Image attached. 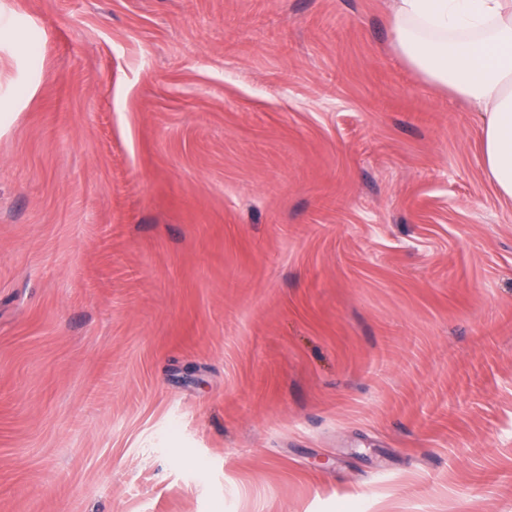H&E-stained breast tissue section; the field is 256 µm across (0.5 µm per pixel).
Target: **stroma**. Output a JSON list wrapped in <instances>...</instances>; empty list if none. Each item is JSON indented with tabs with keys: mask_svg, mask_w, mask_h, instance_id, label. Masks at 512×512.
Here are the masks:
<instances>
[{
	"mask_svg": "<svg viewBox=\"0 0 512 512\" xmlns=\"http://www.w3.org/2000/svg\"><path fill=\"white\" fill-rule=\"evenodd\" d=\"M481 124L390 0H0V512H512Z\"/></svg>",
	"mask_w": 512,
	"mask_h": 512,
	"instance_id": "obj_1",
	"label": "stroma"
}]
</instances>
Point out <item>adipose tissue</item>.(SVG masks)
Wrapping results in <instances>:
<instances>
[{
  "instance_id": "1",
  "label": "adipose tissue",
  "mask_w": 512,
  "mask_h": 512,
  "mask_svg": "<svg viewBox=\"0 0 512 512\" xmlns=\"http://www.w3.org/2000/svg\"><path fill=\"white\" fill-rule=\"evenodd\" d=\"M391 19L399 55L480 108L485 169L512 199V0H391Z\"/></svg>"
}]
</instances>
